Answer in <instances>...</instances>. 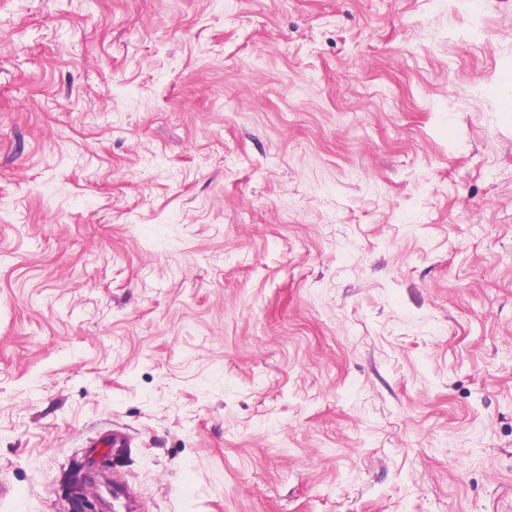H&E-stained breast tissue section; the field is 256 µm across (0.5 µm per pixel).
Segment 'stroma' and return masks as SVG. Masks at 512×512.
<instances>
[{
	"label": "stroma",
	"mask_w": 512,
	"mask_h": 512,
	"mask_svg": "<svg viewBox=\"0 0 512 512\" xmlns=\"http://www.w3.org/2000/svg\"><path fill=\"white\" fill-rule=\"evenodd\" d=\"M75 461L512 512V0H0V512Z\"/></svg>",
	"instance_id": "stroma-1"
}]
</instances>
